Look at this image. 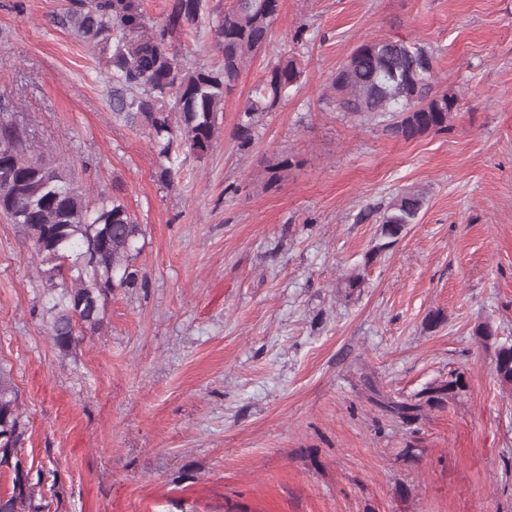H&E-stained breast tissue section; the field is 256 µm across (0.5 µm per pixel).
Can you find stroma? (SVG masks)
Here are the masks:
<instances>
[{
    "label": "stroma",
    "instance_id": "stroma-1",
    "mask_svg": "<svg viewBox=\"0 0 512 512\" xmlns=\"http://www.w3.org/2000/svg\"><path fill=\"white\" fill-rule=\"evenodd\" d=\"M232 4L175 33L190 66H219ZM77 8L0 0V120L143 233L138 285L63 352L38 259L0 215V368L46 512H512V393L474 334L512 341V0H280L215 148L170 179L149 126L113 113L106 54L64 20ZM381 38L434 49L432 90L459 99L447 131L405 141L337 110L331 75ZM281 55L301 76L240 151V110ZM412 188L417 223L379 250ZM452 372L464 389L411 423L363 382L413 403ZM425 198V192L420 189L405 191L392 198L381 217V235L387 241L378 246L379 250L391 247L406 225L417 222Z\"/></svg>",
    "mask_w": 512,
    "mask_h": 512
}]
</instances>
